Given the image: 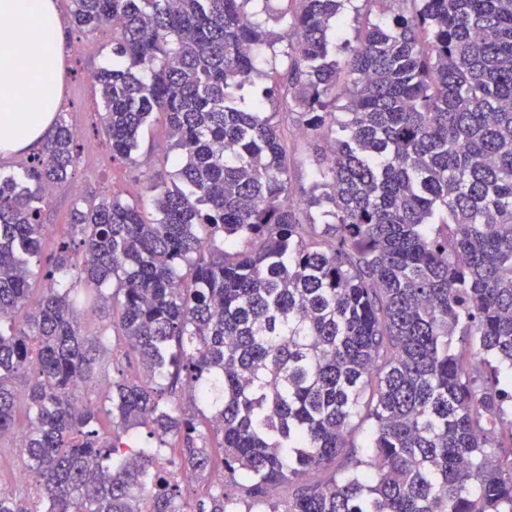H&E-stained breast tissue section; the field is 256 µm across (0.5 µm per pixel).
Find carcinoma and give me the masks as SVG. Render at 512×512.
Here are the masks:
<instances>
[{"mask_svg": "<svg viewBox=\"0 0 512 512\" xmlns=\"http://www.w3.org/2000/svg\"><path fill=\"white\" fill-rule=\"evenodd\" d=\"M255 2L71 0L72 27H112L94 74L112 159L135 162L159 112L178 167L152 213L75 203L82 251L63 240L46 266V190L79 157L63 114L25 179L0 172V439L40 491H1L0 512H140L145 495L153 512H512V0H367L380 21L344 72L328 32L345 0H289L285 30ZM284 41L285 84L256 57ZM284 92L328 145L301 205L266 111ZM324 203L332 222L302 217ZM72 279L112 307L109 336L81 333ZM116 344L147 380L76 406ZM204 421L223 479L190 503L175 475L213 468Z\"/></svg>", "mask_w": 512, "mask_h": 512, "instance_id": "1", "label": "carcinoma"}]
</instances>
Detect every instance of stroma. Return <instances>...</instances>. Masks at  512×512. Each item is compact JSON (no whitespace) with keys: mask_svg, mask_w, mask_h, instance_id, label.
Wrapping results in <instances>:
<instances>
[{"mask_svg":"<svg viewBox=\"0 0 512 512\" xmlns=\"http://www.w3.org/2000/svg\"><path fill=\"white\" fill-rule=\"evenodd\" d=\"M79 39L85 42L82 55L75 59L67 55L62 58L60 110L70 126L85 128L86 137L78 147L73 186L54 189L43 208L45 231L41 259L45 262L53 257L58 242L72 234L71 212L76 199L94 201L115 194L146 206L151 200L148 183L167 180L176 168L166 121L160 114L142 132L136 163L113 161L112 149L101 128L102 107L93 80L95 72L112 65V32L99 29L85 34L63 27L64 46H71ZM268 109L278 113L290 129L286 148L291 158L290 185L294 198H301L313 182L318 155L310 139L301 132L287 98H278ZM16 445V440L10 438L0 441V488L32 499L37 489L34 480L23 483L17 480L22 461Z\"/></svg>","mask_w":512,"mask_h":512,"instance_id":"stroma-1","label":"stroma"}]
</instances>
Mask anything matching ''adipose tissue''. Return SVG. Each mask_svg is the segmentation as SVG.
<instances>
[{"label": "adipose tissue", "mask_w": 512, "mask_h": 512, "mask_svg": "<svg viewBox=\"0 0 512 512\" xmlns=\"http://www.w3.org/2000/svg\"><path fill=\"white\" fill-rule=\"evenodd\" d=\"M61 27L55 0H0V154L28 149L51 129Z\"/></svg>", "instance_id": "ef3b65f1"}]
</instances>
